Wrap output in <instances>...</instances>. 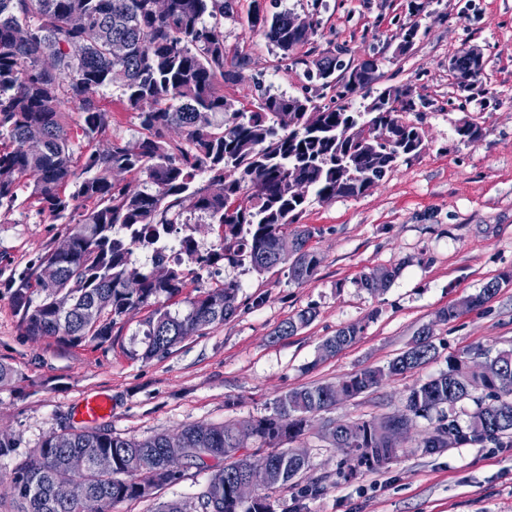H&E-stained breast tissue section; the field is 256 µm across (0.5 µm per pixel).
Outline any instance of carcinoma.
I'll return each mask as SVG.
<instances>
[{"label":"carcinoma","instance_id":"1","mask_svg":"<svg viewBox=\"0 0 512 512\" xmlns=\"http://www.w3.org/2000/svg\"><path fill=\"white\" fill-rule=\"evenodd\" d=\"M0 0V210L10 212L18 199L17 179L30 181L37 212L63 225L44 252L5 281L26 335L54 337L67 344L104 343L126 314L151 309L144 325L141 358L170 352L186 337L216 326L237 311L239 284L212 288L188 301L185 313H171L166 302L185 287L178 265L161 259L150 271L132 262V245H156L161 230L187 228L183 240L190 259L210 267L219 261L262 274L288 265L291 280L314 276L319 260L308 247L315 228L300 223L313 201L357 197L377 185L400 159L417 156L424 136L403 115L418 111L412 88L389 86L371 102L354 108V98L377 80V60L350 64L335 54L311 61L308 78L336 91L332 105L316 97L264 92L254 109L233 108L224 84L251 62L246 53L227 59L224 35L216 22L235 12V0ZM249 28L259 30L282 58L307 44L315 26L296 27L297 17L271 18L253 0ZM215 23L210 24L207 19ZM127 47L112 54V42ZM472 71V81L457 86L473 94L483 82L466 50L448 61V71ZM118 85L124 110L139 121L141 136L130 145L112 140L103 149L76 155L64 106L80 118L82 135L99 141L112 126V112L99 94ZM223 120L215 121L216 116ZM364 123L373 145L336 139V127ZM179 132L173 139L170 132ZM144 175L143 183L134 176ZM302 180L308 194L296 198L291 184ZM205 215L218 226L219 244L204 256L194 249L188 215ZM295 226V253L277 254L281 237ZM48 267L55 269L50 279ZM396 269H376L362 287L382 280L389 285ZM509 276L488 281L481 290L443 310L448 321L479 308L496 296ZM41 291L43 297L34 299ZM314 314L303 310L283 322L277 337L294 335ZM361 327L348 325L326 339L321 350L334 355L356 342ZM437 355L430 329L383 367H367L342 382L346 397H357L388 376L403 375ZM504 368L496 382L475 375L478 365L448 356V370L413 388L406 412L328 428L333 444L355 465L380 466L396 458L395 427L445 404L471 400L476 410L467 429L450 422L422 441L428 451L464 441L506 439L512 443V350L491 357ZM494 402L487 403L485 398ZM336 405V386H302L285 393L269 416L240 423L184 426L149 439L124 438L97 427L53 433L20 462L12 480L18 512H112L125 501L150 497L180 479L181 472L160 466V449H189L187 464L210 472L216 508L201 512H272L269 495L238 498L237 480L246 467L271 468L268 488L286 489L310 468L306 457L281 447L303 434L311 420ZM248 433L260 440L250 452L238 445ZM268 450H263V447ZM88 459L81 475L85 497L70 501L55 484L57 465L70 452ZM112 458L102 469L97 460Z\"/></svg>","mask_w":512,"mask_h":512}]
</instances>
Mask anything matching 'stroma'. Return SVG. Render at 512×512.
<instances>
[{"label": "stroma", "mask_w": 512, "mask_h": 512, "mask_svg": "<svg viewBox=\"0 0 512 512\" xmlns=\"http://www.w3.org/2000/svg\"><path fill=\"white\" fill-rule=\"evenodd\" d=\"M419 10H412V2ZM268 13L306 15L316 24L318 50L344 60L377 57L379 87L409 85L426 106L416 122L425 148L400 160L382 181L357 197L312 202L302 218L315 227L310 242L321 262L307 282L291 281L287 265L263 274L222 266L200 276L185 263L186 286L169 304L186 311L190 298L234 281L238 310L224 324L187 337L149 361L138 356L145 311L115 326L100 345L62 344L26 336L4 281L41 254L61 227L38 215L27 178H19L14 211L0 217V362L13 369L0 383V433L17 444L0 460V512H17L12 479L17 462L52 433L81 428L88 398L107 396L112 408L97 427L139 440L189 424L219 426L271 415L286 392L335 384L366 368L384 366L431 327L436 360L376 388L336 403L293 440L310 468L300 485L271 494L275 512H512V444L463 443L426 452L420 443L439 424L467 426L473 401L444 405L413 418L396 459L383 466L351 467L325 439L328 425L350 424L404 412L412 388L448 368L449 355L481 362L485 353L512 348V282L482 308L440 321L441 311L473 295L490 279L512 274V0H263ZM252 0H237L221 20L227 55L251 63L224 95L252 109L261 92L302 95L317 90L303 64L283 60L262 32L250 30ZM421 35L403 56L399 36L412 24ZM476 48L486 63L484 93L468 99L457 90L448 61ZM471 120L479 138L460 141L457 125ZM398 271L379 294L362 288L364 274ZM313 311L310 325L279 338L288 318ZM360 325L356 343L322 357L323 341ZM207 480L194 468L161 489L157 498L126 501L114 512H155L159 503L197 504ZM319 482L318 493L305 485Z\"/></svg>", "instance_id": "35a3bbf8"}]
</instances>
